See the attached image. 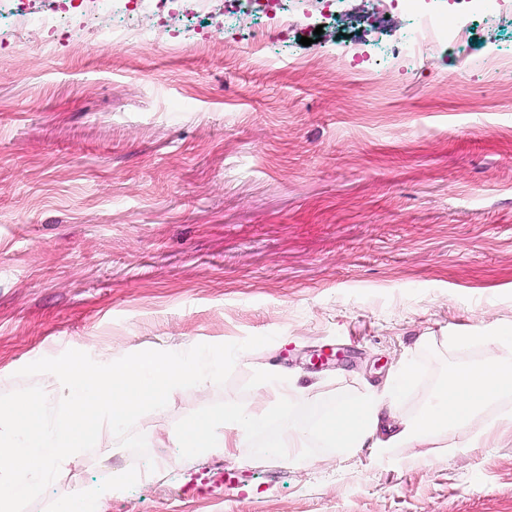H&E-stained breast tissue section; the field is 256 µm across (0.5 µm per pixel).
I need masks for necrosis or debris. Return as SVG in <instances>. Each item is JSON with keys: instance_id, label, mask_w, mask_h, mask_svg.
<instances>
[{"instance_id": "1", "label": "necrosis or debris", "mask_w": 512, "mask_h": 512, "mask_svg": "<svg viewBox=\"0 0 512 512\" xmlns=\"http://www.w3.org/2000/svg\"><path fill=\"white\" fill-rule=\"evenodd\" d=\"M338 0H0V13L10 22L0 25V51L11 54L23 34L39 29L79 39L96 30L104 47L131 50L144 40L170 49L190 48L203 52L224 47L222 33L207 28L176 30L174 24L201 14L223 11L231 19L239 39L266 48L269 31L287 34L297 21L330 17ZM269 18L267 28L255 27V11ZM412 23L400 36L401 51L377 58L355 47L342 46L336 58L345 73L359 85L395 81L410 62L433 61L440 44L454 49L459 61L479 60L494 71L512 69V57L503 58L493 33H486L483 46H476L473 23L512 20V0H415Z\"/></svg>"}]
</instances>
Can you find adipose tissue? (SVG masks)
<instances>
[{
    "label": "adipose tissue",
    "mask_w": 512,
    "mask_h": 512,
    "mask_svg": "<svg viewBox=\"0 0 512 512\" xmlns=\"http://www.w3.org/2000/svg\"><path fill=\"white\" fill-rule=\"evenodd\" d=\"M271 401L251 408L230 407L209 410L187 418L178 434L185 448H201L233 456L251 436L271 422L287 423L295 397L277 378H269ZM512 396V359L491 360L480 366H459L443 386L437 402L410 418L387 410L389 392H369L358 402L340 407L314 431L306 429L285 433L275 442L284 459L297 462L309 437H316L335 448L337 455H354L358 448L371 446L377 460L390 457L393 449L420 446L431 442L441 431L455 427L462 437L457 449L478 441L468 427L478 412L501 399Z\"/></svg>",
    "instance_id": "adipose-tissue-1"
}]
</instances>
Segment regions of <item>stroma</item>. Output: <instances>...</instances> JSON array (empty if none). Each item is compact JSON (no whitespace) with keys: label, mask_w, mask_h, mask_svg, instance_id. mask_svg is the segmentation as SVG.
<instances>
[{"label":"stroma","mask_w":512,"mask_h":512,"mask_svg":"<svg viewBox=\"0 0 512 512\" xmlns=\"http://www.w3.org/2000/svg\"><path fill=\"white\" fill-rule=\"evenodd\" d=\"M405 11L372 25L297 24L276 47L228 58L33 30L0 70V394L45 386L25 365L79 349L108 363L274 334L230 379L185 388L120 444L82 453L26 512L82 498L101 512H512V436L460 455L441 433L381 464L314 440L280 458L273 424L237 460L157 441L193 413L247 407L269 371L299 373L291 414L317 426L402 357L412 416L451 372L512 356V84L409 67L373 94L333 67L337 46L392 43ZM311 45H302V38ZM156 477H147L148 469Z\"/></svg>","instance_id":"35a3bbf8"}]
</instances>
